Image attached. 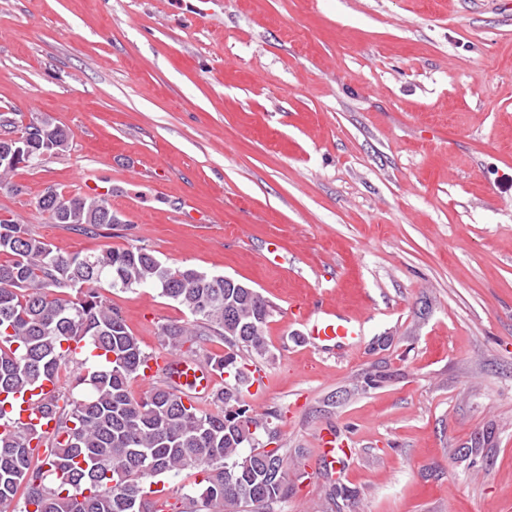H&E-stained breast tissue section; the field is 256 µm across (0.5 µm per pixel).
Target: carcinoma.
Returning <instances> with one entry per match:
<instances>
[{"mask_svg":"<svg viewBox=\"0 0 512 512\" xmlns=\"http://www.w3.org/2000/svg\"><path fill=\"white\" fill-rule=\"evenodd\" d=\"M0 125L19 133L14 146L34 166L44 153L68 147L67 129L48 119L18 124L0 113ZM37 210L54 224L82 232L117 223L102 197L66 196L48 187ZM0 426L12 396L62 366L95 362L78 372L76 396L55 392L41 405L47 430L13 426L0 432V512H164L152 485L163 475L201 472L203 486L190 497L191 512H273L288 497V468L281 449L267 450L265 430L246 402L251 384L245 357L263 359V328L270 303L253 287L229 276L172 266L143 247L98 254H63L26 224L0 220ZM156 288L189 314L161 325L167 355L175 358L200 336L222 339L228 351L208 358L228 374L210 393L213 408L165 380L144 397L132 382L153 355L132 334L117 308L98 292ZM76 292L61 297L62 290ZM52 480L46 481V475Z\"/></svg>","mask_w":512,"mask_h":512,"instance_id":"cac0c4a2","label":"carcinoma"}]
</instances>
